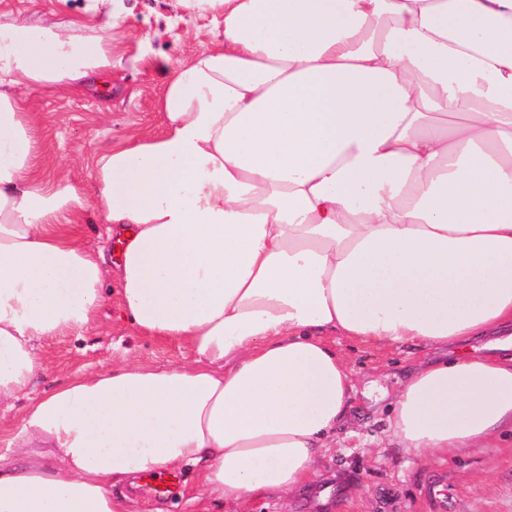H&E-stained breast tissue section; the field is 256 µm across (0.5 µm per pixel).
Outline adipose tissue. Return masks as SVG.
<instances>
[{"mask_svg":"<svg viewBox=\"0 0 512 512\" xmlns=\"http://www.w3.org/2000/svg\"><path fill=\"white\" fill-rule=\"evenodd\" d=\"M221 44L163 58V131L130 129L87 199L40 154L33 91L112 71V24L0 19V512H129L114 487L200 468L190 512L309 484L353 386L328 343L460 346L512 324V0H178ZM115 261L81 232L87 205ZM115 274L125 359L36 394L43 339ZM420 367L388 428L430 461L512 432V336Z\"/></svg>","mask_w":512,"mask_h":512,"instance_id":"obj_1","label":"adipose tissue"}]
</instances>
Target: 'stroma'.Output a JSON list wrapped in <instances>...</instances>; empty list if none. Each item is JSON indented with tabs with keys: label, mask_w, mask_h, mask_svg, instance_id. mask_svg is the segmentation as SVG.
Wrapping results in <instances>:
<instances>
[{
	"label": "stroma",
	"mask_w": 512,
	"mask_h": 512,
	"mask_svg": "<svg viewBox=\"0 0 512 512\" xmlns=\"http://www.w3.org/2000/svg\"><path fill=\"white\" fill-rule=\"evenodd\" d=\"M39 5L57 23L89 19L91 0H0V15ZM122 24L117 30L123 59L112 67V88L89 87L78 95L37 92V138L43 153L58 160L69 178L92 185L96 155L123 142L129 127L147 136L163 130L161 76L139 56L178 60L224 38L218 10L177 9L173 0H113ZM330 344L351 370L353 389L345 420L320 455L316 476L302 491L284 498L250 500L240 512H512V435L487 447L464 448L448 458L423 463L408 455L387 432L385 417L410 374L436 358L419 345L377 348L333 336ZM44 370L39 389L84 373L111 370L123 358L168 367L195 360L194 349L176 340L133 334L117 317V299L108 297L80 334L52 336L39 346ZM166 496L147 486L128 493L131 512H187L196 494L194 471L175 473Z\"/></svg>",
	"instance_id": "obj_1"
}]
</instances>
